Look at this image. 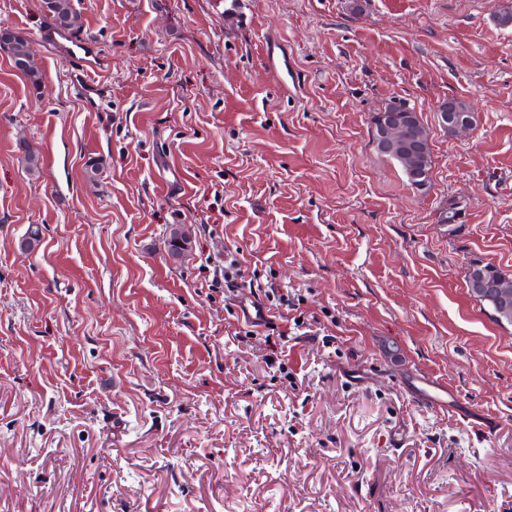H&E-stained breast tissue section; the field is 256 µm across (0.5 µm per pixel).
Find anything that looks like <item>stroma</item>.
I'll list each match as a JSON object with an SVG mask.
<instances>
[{"instance_id":"35a3bbf8","label":"stroma","mask_w":512,"mask_h":512,"mask_svg":"<svg viewBox=\"0 0 512 512\" xmlns=\"http://www.w3.org/2000/svg\"><path fill=\"white\" fill-rule=\"evenodd\" d=\"M361 3L72 0L87 75L0 0L40 75L0 52V512H512V326L466 285L512 276V0ZM394 98L428 190L376 149ZM229 256L295 299L283 347L205 287Z\"/></svg>"}]
</instances>
